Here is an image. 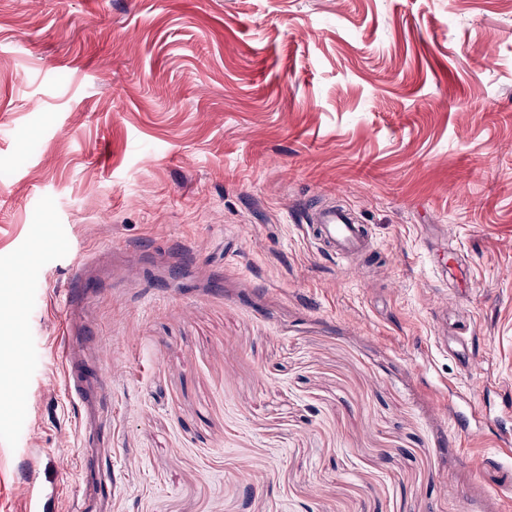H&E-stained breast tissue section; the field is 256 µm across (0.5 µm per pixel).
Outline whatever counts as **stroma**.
<instances>
[{
	"label": "stroma",
	"mask_w": 512,
	"mask_h": 512,
	"mask_svg": "<svg viewBox=\"0 0 512 512\" xmlns=\"http://www.w3.org/2000/svg\"><path fill=\"white\" fill-rule=\"evenodd\" d=\"M446 378L512 393V0H0V512H512ZM300 223L306 224L307 236L317 250L336 259L347 270L351 266L344 262L358 255H370L374 251L371 249L368 226L357 224L348 210L333 206L315 213L306 211ZM436 339L439 349L454 358L464 371L470 372L481 365L482 354L464 332L454 331L452 336H436Z\"/></svg>",
	"instance_id": "1"
}]
</instances>
